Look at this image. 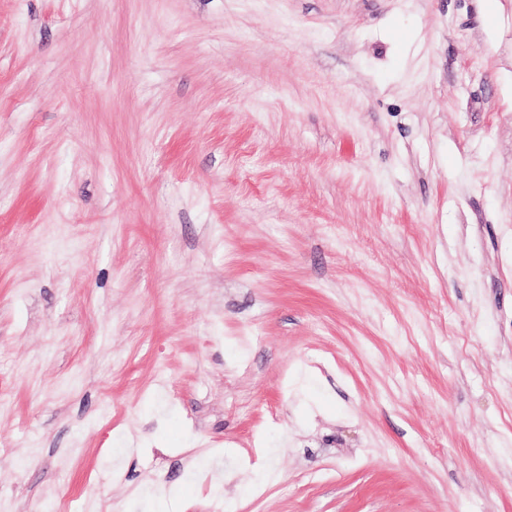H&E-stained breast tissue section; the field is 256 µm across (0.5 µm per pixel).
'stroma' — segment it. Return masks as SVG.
Here are the masks:
<instances>
[{
    "mask_svg": "<svg viewBox=\"0 0 512 512\" xmlns=\"http://www.w3.org/2000/svg\"><path fill=\"white\" fill-rule=\"evenodd\" d=\"M512 512V0H0V512Z\"/></svg>",
    "mask_w": 512,
    "mask_h": 512,
    "instance_id": "stroma-1",
    "label": "stroma"
}]
</instances>
